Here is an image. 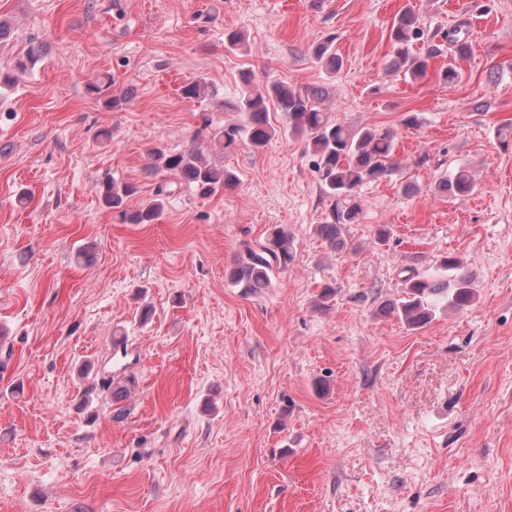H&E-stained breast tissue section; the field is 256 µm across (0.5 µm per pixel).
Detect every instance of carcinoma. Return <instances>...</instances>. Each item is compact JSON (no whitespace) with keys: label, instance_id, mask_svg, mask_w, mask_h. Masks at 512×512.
<instances>
[{"label":"carcinoma","instance_id":"1","mask_svg":"<svg viewBox=\"0 0 512 512\" xmlns=\"http://www.w3.org/2000/svg\"><path fill=\"white\" fill-rule=\"evenodd\" d=\"M424 38L417 17L405 10L395 17L390 27L393 59L390 66L416 81L426 76L429 61L442 54L439 44L427 41L426 46L416 48ZM448 51L453 58H465L472 52V44L466 37L465 22L460 21L443 34ZM335 38L317 44L313 55L325 60L331 72L340 70L342 61L333 50ZM40 58V49L31 48L16 59L13 70L25 72L34 67ZM211 93L208 84L195 81L182 88L187 99L203 98ZM323 90L287 86L281 82L256 81L255 73H240L239 91L230 104L233 110L243 114L239 124L224 126L213 132L212 141L224 148L242 142L258 152L268 145L276 134L270 122V112L275 110L285 119L289 131L305 138L307 147L315 156V169L322 193L333 200L331 220L319 225V235L331 246L341 234V227L352 224L361 212L356 200L359 187L391 177L397 170L393 162L394 132L362 127L352 129L342 122L331 119L319 107ZM151 169L170 172L182 181L199 188L204 195L220 189L231 188L237 176L224 168L207 164L201 151L166 152L161 148L151 151ZM476 184L470 171L464 167L440 182V189L460 198L471 195ZM104 205L119 211L130 224H152L164 208L161 198L141 203L138 209H125L128 198L137 194V187L130 182L114 179L104 181L99 187ZM294 260L293 239L281 228H273L265 240L256 246L245 247V256L231 269L229 279L242 288V294L253 295L268 287L273 270H283ZM441 268L451 273V279L414 275L405 280V297L382 308L386 314H395L412 329L429 323L435 315L437 301L447 299L448 307L462 310L474 301L473 277L464 262L453 255L444 257ZM137 385L130 374L113 385L112 378H102L101 387L112 391V398L119 403Z\"/></svg>","mask_w":512,"mask_h":512}]
</instances>
